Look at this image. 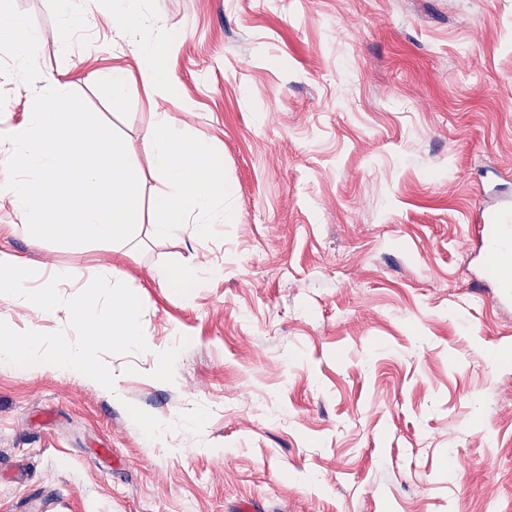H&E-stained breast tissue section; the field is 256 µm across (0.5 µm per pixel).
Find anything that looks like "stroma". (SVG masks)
I'll use <instances>...</instances> for the list:
<instances>
[{"label": "stroma", "mask_w": 512, "mask_h": 512, "mask_svg": "<svg viewBox=\"0 0 512 512\" xmlns=\"http://www.w3.org/2000/svg\"><path fill=\"white\" fill-rule=\"evenodd\" d=\"M44 72L142 147L169 112L224 159L221 237L36 242L0 199V252L43 274L118 262L148 352L78 374L0 362V512H512V305L471 292L478 208L512 206V0H140L176 39L177 97L94 73L146 67L108 21L57 41L54 0H16ZM34 93L0 76V125ZM211 270L185 294L156 268ZM14 330L65 312L0 299ZM153 419L155 435L134 414ZM92 77L98 81H104L107 89L112 95V100H121L126 93L129 79L128 71L121 67H112V71L105 76L93 74Z\"/></svg>", "instance_id": "stroma-1"}]
</instances>
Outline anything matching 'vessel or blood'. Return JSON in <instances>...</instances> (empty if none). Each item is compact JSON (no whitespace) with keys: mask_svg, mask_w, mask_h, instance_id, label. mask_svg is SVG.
<instances>
[{"mask_svg":"<svg viewBox=\"0 0 512 512\" xmlns=\"http://www.w3.org/2000/svg\"><path fill=\"white\" fill-rule=\"evenodd\" d=\"M471 234L483 248L484 281L487 285L512 292V210L492 213L476 212L472 216Z\"/></svg>","mask_w":512,"mask_h":512,"instance_id":"vessel-or-blood-1","label":"vessel or blood"}]
</instances>
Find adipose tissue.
I'll use <instances>...</instances> for the list:
<instances>
[{
  "label": "adipose tissue",
  "mask_w": 512,
  "mask_h": 512,
  "mask_svg": "<svg viewBox=\"0 0 512 512\" xmlns=\"http://www.w3.org/2000/svg\"><path fill=\"white\" fill-rule=\"evenodd\" d=\"M111 22L121 32L128 35L135 49L149 58V65L142 69L140 80L152 90L163 89L174 92L175 87L170 82L166 60L169 41L165 38L147 37L143 30L140 12L135 6V0H113Z\"/></svg>",
  "instance_id": "1"
}]
</instances>
